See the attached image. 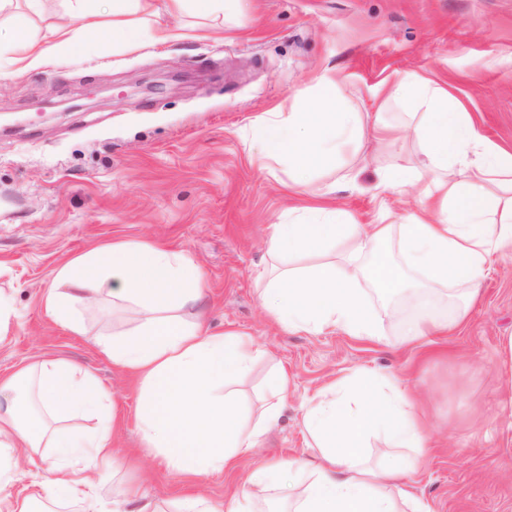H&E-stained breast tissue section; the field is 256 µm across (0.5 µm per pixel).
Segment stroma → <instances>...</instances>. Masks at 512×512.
<instances>
[{
    "instance_id": "obj_1",
    "label": "stroma",
    "mask_w": 512,
    "mask_h": 512,
    "mask_svg": "<svg viewBox=\"0 0 512 512\" xmlns=\"http://www.w3.org/2000/svg\"><path fill=\"white\" fill-rule=\"evenodd\" d=\"M238 22L182 18L184 37L153 49L104 41L54 66L0 83V295L12 315L0 326V376L40 358L89 369L112 391V446L121 459L98 486L139 485L159 506L202 492L227 512L245 475L271 458L312 456L302 405L327 381L360 368L392 373L427 421L428 450L411 475L432 512H512V254L497 258L468 321L425 346L404 341L387 300L363 285L384 330L371 342L341 331L286 332L269 323L258 276L270 259L272 224L316 204L284 173L252 165L242 137L265 112H285L326 69L343 80L346 105L376 111L374 90L406 74L446 87L491 143L512 151V0H239ZM386 154L365 143L351 160L358 186L336 172L314 187L358 223L380 208L396 215L411 197L374 198ZM141 240L184 252L201 270L200 310L211 331L252 336L263 354L235 389L260 411L275 368L292 378L280 420L232 473L182 474L142 455L137 381L93 343L130 325L132 310L104 302L81 308L80 336L49 318L44 298L59 264L112 241Z\"/></svg>"
}]
</instances>
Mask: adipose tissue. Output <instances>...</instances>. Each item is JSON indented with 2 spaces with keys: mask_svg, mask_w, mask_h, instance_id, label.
<instances>
[{
  "mask_svg": "<svg viewBox=\"0 0 512 512\" xmlns=\"http://www.w3.org/2000/svg\"><path fill=\"white\" fill-rule=\"evenodd\" d=\"M47 0H0L11 22L0 43V81L36 71L111 31L113 42L150 47L182 37L178 17L216 22L237 17V0H111L112 20L100 21L101 0H62L59 21L31 29ZM343 81L325 71L310 93L287 112H267L243 147L259 169L288 175L294 193L308 194L316 176L333 171L365 139L390 153L413 141L417 164L378 168L374 196L413 194L416 207L399 224L379 215L356 223L346 210L309 205L274 224L261 303L267 318L293 332L341 330L359 339L383 331L366 310L359 288L368 282L389 298L410 289V275L426 279L448 303L447 313L422 307L402 325L408 342L445 336L464 324L497 256L512 253V153L478 134L469 113L447 89L417 75L393 80L383 105L404 103L399 121L382 112H354L343 101ZM395 242L396 252L384 250ZM44 299L48 315L75 333L84 327L76 307L96 299L133 306L137 321L113 340L98 339L103 354L140 384L137 425L148 456L177 472L228 473L260 447L280 417L291 380L277 369L267 380L273 404L244 424L233 386L261 350L252 336L216 334L185 322L184 309L204 296L200 270L183 252L143 241L117 240L62 263ZM112 394L79 365L41 359L0 377V459L20 448H52L41 487L50 499L80 501L99 512L97 484L117 462L112 448ZM98 417L80 431L76 418ZM303 424L320 450L316 460L268 461L254 467L231 501L230 512H264L279 499L288 512H431L409 475L427 450V423L397 377L347 371L323 385L303 406ZM386 446L367 462L370 438Z\"/></svg>",
  "mask_w": 512,
  "mask_h": 512,
  "instance_id": "1",
  "label": "adipose tissue"
}]
</instances>
